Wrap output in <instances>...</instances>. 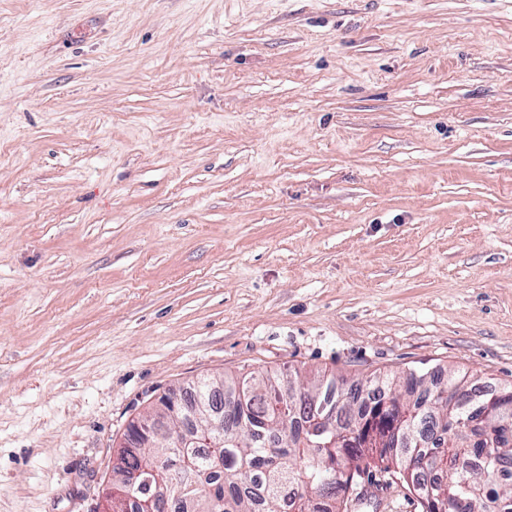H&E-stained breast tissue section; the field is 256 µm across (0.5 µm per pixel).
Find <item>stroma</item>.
<instances>
[{"label": "stroma", "instance_id": "1", "mask_svg": "<svg viewBox=\"0 0 512 512\" xmlns=\"http://www.w3.org/2000/svg\"><path fill=\"white\" fill-rule=\"evenodd\" d=\"M409 368L512 387V0H0V512L198 378Z\"/></svg>", "mask_w": 512, "mask_h": 512}]
</instances>
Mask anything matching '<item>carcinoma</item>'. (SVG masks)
Masks as SVG:
<instances>
[{
  "label": "carcinoma",
  "instance_id": "carcinoma-1",
  "mask_svg": "<svg viewBox=\"0 0 512 512\" xmlns=\"http://www.w3.org/2000/svg\"><path fill=\"white\" fill-rule=\"evenodd\" d=\"M224 395H219V388ZM194 400L224 398L222 447L127 450L137 498L158 494L209 512H349L377 469L423 512H512V412L482 415L501 392L411 369L351 383L286 374L195 381ZM176 456L190 464L178 470Z\"/></svg>",
  "mask_w": 512,
  "mask_h": 512
}]
</instances>
